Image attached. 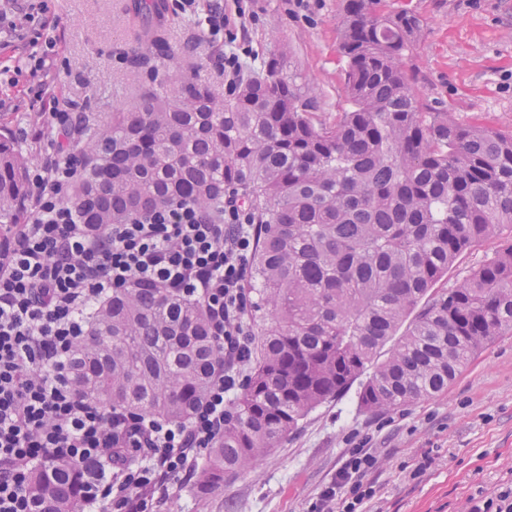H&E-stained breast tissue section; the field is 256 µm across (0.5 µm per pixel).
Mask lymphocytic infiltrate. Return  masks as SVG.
Returning <instances> with one entry per match:
<instances>
[{
	"label": "lymphocytic infiltrate",
	"instance_id": "lymphocytic-infiltrate-1",
	"mask_svg": "<svg viewBox=\"0 0 512 512\" xmlns=\"http://www.w3.org/2000/svg\"><path fill=\"white\" fill-rule=\"evenodd\" d=\"M236 12L171 0L211 38H225L218 68L235 87L253 52L236 43ZM80 158L49 142L28 167L31 204L21 224L0 226V512H32L29 478L48 464L83 469V512H156L173 484L191 481L204 449L224 435V416L247 380L253 335L247 286L257 226L244 201L225 195L220 218L190 203L123 224L79 223L69 193ZM160 288L200 303L216 341V371L185 422L107 407L72 382L70 362L112 290ZM371 449H350L311 512H362L376 491Z\"/></svg>",
	"mask_w": 512,
	"mask_h": 512
}]
</instances>
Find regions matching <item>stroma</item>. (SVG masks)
Segmentation results:
<instances>
[{
    "label": "stroma",
    "mask_w": 512,
    "mask_h": 512,
    "mask_svg": "<svg viewBox=\"0 0 512 512\" xmlns=\"http://www.w3.org/2000/svg\"><path fill=\"white\" fill-rule=\"evenodd\" d=\"M128 0H0V135L29 162L42 140L20 139L38 112L80 116L132 103L139 76L125 62L133 46ZM253 18L239 39L264 58L279 49L292 72L313 87L317 114L331 121L346 108V62L338 49L344 0H250ZM423 21L405 65L422 97L460 122L512 130V0H398ZM172 72L194 76L216 95L222 41L190 40L191 25L170 14ZM54 55L37 76L24 61ZM379 463L367 475L376 496L365 512H464L469 497L512 487V335L481 350L429 401L373 414L356 392L329 401L248 471L197 497L173 485L158 512H308L355 444Z\"/></svg>",
    "instance_id": "1"
}]
</instances>
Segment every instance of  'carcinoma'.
<instances>
[{
  "label": "carcinoma",
  "instance_id": "1",
  "mask_svg": "<svg viewBox=\"0 0 512 512\" xmlns=\"http://www.w3.org/2000/svg\"><path fill=\"white\" fill-rule=\"evenodd\" d=\"M125 12L138 100L86 128L71 196L80 222L121 224L181 200L217 217L232 191L259 230L254 366L199 466L196 495L247 471L355 382L364 410L394 411L448 391L485 345L512 333V131L463 124L423 100L404 66L418 14L346 0L348 107L326 122L282 54L269 52L221 98L161 74L174 59L166 0H131ZM24 167L0 140V224L24 218ZM492 238V257L434 291L462 253ZM215 354L200 304L132 287L102 302L71 370L106 407L183 420ZM82 474L69 464L35 471L33 512H75Z\"/></svg>",
  "mask_w": 512,
  "mask_h": 512
}]
</instances>
